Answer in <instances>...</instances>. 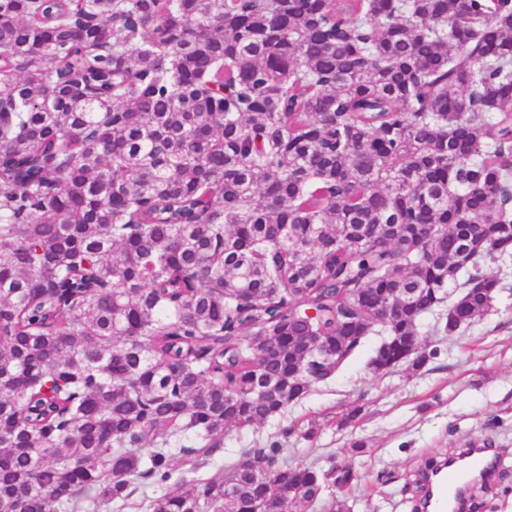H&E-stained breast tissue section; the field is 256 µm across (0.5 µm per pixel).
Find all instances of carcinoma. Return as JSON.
Listing matches in <instances>:
<instances>
[{
  "label": "carcinoma",
  "mask_w": 512,
  "mask_h": 512,
  "mask_svg": "<svg viewBox=\"0 0 512 512\" xmlns=\"http://www.w3.org/2000/svg\"><path fill=\"white\" fill-rule=\"evenodd\" d=\"M1 65L0 512L194 472L500 288L512 0H0ZM280 447L149 512H350L360 471Z\"/></svg>",
  "instance_id": "obj_1"
}]
</instances>
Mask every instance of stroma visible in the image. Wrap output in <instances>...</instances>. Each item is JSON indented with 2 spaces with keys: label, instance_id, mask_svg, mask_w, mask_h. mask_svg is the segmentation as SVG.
<instances>
[{
  "label": "stroma",
  "instance_id": "stroma-1",
  "mask_svg": "<svg viewBox=\"0 0 512 512\" xmlns=\"http://www.w3.org/2000/svg\"><path fill=\"white\" fill-rule=\"evenodd\" d=\"M482 270L500 281L490 308L450 336L436 331L437 315L425 316L420 331L434 355L423 367L374 372L369 360L381 339L368 336L330 380L284 415L253 428H225L223 450L200 476L294 425L300 433L282 449L288 464H351L364 472L361 488L348 495L351 512H414L428 461L478 442L496 450L499 465L491 482L475 492L476 512H512V260L487 259ZM353 405L363 407V418L337 429L335 418ZM308 429L314 432L309 440L301 436ZM356 438L367 443L364 455L350 453ZM381 473L388 482H377Z\"/></svg>",
  "mask_w": 512,
  "mask_h": 512
}]
</instances>
